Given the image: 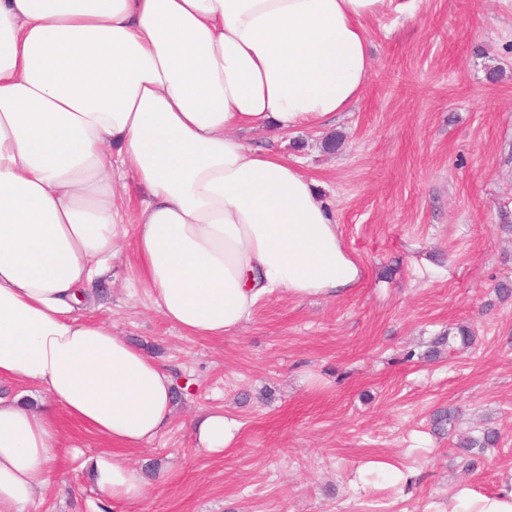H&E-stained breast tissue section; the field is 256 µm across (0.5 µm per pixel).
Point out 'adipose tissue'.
I'll return each mask as SVG.
<instances>
[{
	"instance_id": "ef3b65f1",
	"label": "adipose tissue",
	"mask_w": 512,
	"mask_h": 512,
	"mask_svg": "<svg viewBox=\"0 0 512 512\" xmlns=\"http://www.w3.org/2000/svg\"><path fill=\"white\" fill-rule=\"evenodd\" d=\"M384 2L0 0V380L21 390L0 396V512H37L51 481L60 439L42 394L101 440L82 461L100 495H145L123 453L168 429L176 381L91 314V285L124 251L127 284L202 338L240 331L266 295L360 285L313 179L241 134L348 111ZM129 182L146 196L127 211ZM239 430L222 411L192 424L211 454ZM372 476L414 479L377 456L351 483ZM434 512H512V478L490 493L457 483Z\"/></svg>"
}]
</instances>
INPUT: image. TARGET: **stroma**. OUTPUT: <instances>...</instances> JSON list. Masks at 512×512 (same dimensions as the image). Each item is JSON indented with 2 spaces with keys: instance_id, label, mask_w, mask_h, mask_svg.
<instances>
[{
  "instance_id": "1",
  "label": "stroma",
  "mask_w": 512,
  "mask_h": 512,
  "mask_svg": "<svg viewBox=\"0 0 512 512\" xmlns=\"http://www.w3.org/2000/svg\"><path fill=\"white\" fill-rule=\"evenodd\" d=\"M368 28L373 70L354 106L325 127L245 136L316 180L366 270L359 288L269 295L240 332L206 339L128 297L124 264L94 284L95 316L179 391L170 428L128 453L145 496L105 512H431L457 482L489 493L512 473V296L497 293L512 286V0H385ZM444 408L459 414L439 434ZM211 409L241 424L221 455L191 435ZM55 423L62 452L38 512H90L81 463L102 443L63 411ZM489 426L498 445L465 470L458 437ZM375 456L415 470L413 493L354 489Z\"/></svg>"
}]
</instances>
